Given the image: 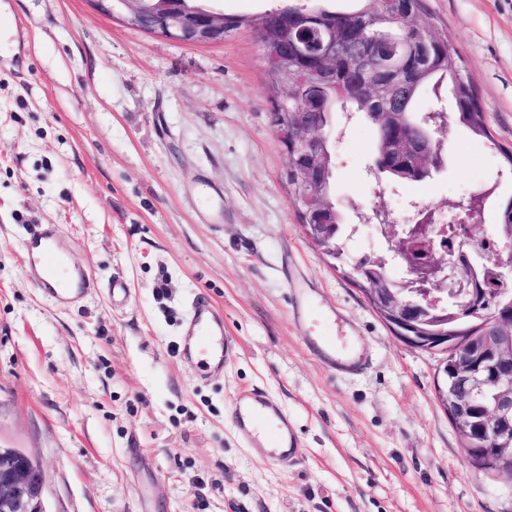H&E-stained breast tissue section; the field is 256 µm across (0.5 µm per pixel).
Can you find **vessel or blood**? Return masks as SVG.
<instances>
[{"instance_id":"1","label":"vessel or blood","mask_w":512,"mask_h":512,"mask_svg":"<svg viewBox=\"0 0 512 512\" xmlns=\"http://www.w3.org/2000/svg\"><path fill=\"white\" fill-rule=\"evenodd\" d=\"M24 247L30 257L27 277L56 304L70 305L98 289V280L76 267L61 247L56 225H37L25 240ZM63 277L71 285L65 295L55 289L56 282ZM291 299L294 306L305 309L308 343L322 346L332 361L348 368L356 367L361 360L358 346L353 341L339 340L326 334L325 327L331 321L329 314L318 310L314 302L306 301L302 289H293ZM235 344V337L225 333L214 308L206 300L198 299L191 303L180 346L181 354L194 356L204 371L220 374ZM232 417L245 442L263 441L270 459L285 463L299 456L300 443L288 417L270 396L255 390L238 395L232 404Z\"/></svg>"}]
</instances>
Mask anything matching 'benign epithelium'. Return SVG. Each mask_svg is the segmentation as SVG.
Here are the masks:
<instances>
[{"mask_svg":"<svg viewBox=\"0 0 512 512\" xmlns=\"http://www.w3.org/2000/svg\"><path fill=\"white\" fill-rule=\"evenodd\" d=\"M95 12L116 17L126 26L175 42L193 45L224 42V14L212 10L188 12L173 9L165 0H86ZM390 12L404 35L401 47L391 50L375 43L371 54L380 71L395 84L413 79L427 60L433 33L417 23V10L407 0H388ZM288 22L275 29L258 32L265 72L282 74L275 98L276 112L268 113L269 124L281 151L288 158L287 169L296 172V187L307 213L319 218L302 228L313 245L325 254L336 253L328 241L329 226L335 216L333 203L322 179L326 164L317 137H302L300 130H318L322 102L302 96L288 84ZM356 55V45L342 40L333 30L317 37L314 74L331 78L342 53ZM392 90L372 80L366 81L363 102L376 104L377 120L391 115ZM443 143L430 129H422L409 140H391L379 162L384 164L400 152H412V177L432 176L443 165ZM478 220L464 224L460 245L474 246L488 234L473 231ZM389 250L408 262L407 278L399 283L381 276L384 287L370 285L364 295L371 308L403 343L428 352L445 354L437 374L436 397L452 414L462 436L463 450L472 468L482 472L506 473L512 477V309L492 307L472 288L463 261L445 247L448 225L439 222L436 210L420 207L411 223L399 224L391 215L375 225ZM497 239L496 280L512 282V228L504 226ZM452 295L456 305L469 317L484 320L487 330L479 336H443L426 328L434 319L447 316L443 297ZM0 512H47L44 482L33 459L18 450L0 449Z\"/></svg>","mask_w":512,"mask_h":512,"instance_id":"obj_1","label":"benign epithelium"}]
</instances>
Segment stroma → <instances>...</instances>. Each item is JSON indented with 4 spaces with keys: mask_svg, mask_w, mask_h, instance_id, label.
<instances>
[{
    "mask_svg": "<svg viewBox=\"0 0 512 512\" xmlns=\"http://www.w3.org/2000/svg\"><path fill=\"white\" fill-rule=\"evenodd\" d=\"M426 4L492 136L449 123L440 173L378 188L374 127L349 124L333 196L358 230L350 256L386 247L363 237L372 208L451 216L484 190L489 231L512 198L498 152L512 146V0ZM0 25L23 35L0 49V445L40 462L47 512H512V479L465 458L436 398V355L394 337L305 237L252 30L177 43L86 0H0ZM36 224L57 225L97 280L121 277L127 301L45 297L25 277ZM296 285L366 346L365 368L337 372L307 346ZM201 293L237 339L216 379L175 353ZM250 389L294 422V465L242 440L231 405Z\"/></svg>",
    "mask_w": 512,
    "mask_h": 512,
    "instance_id": "1",
    "label": "stroma"
}]
</instances>
